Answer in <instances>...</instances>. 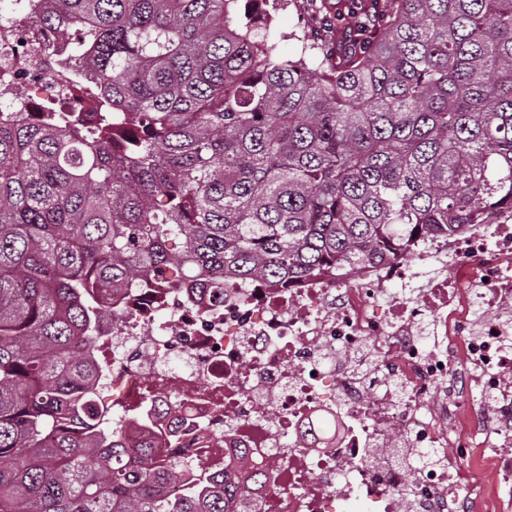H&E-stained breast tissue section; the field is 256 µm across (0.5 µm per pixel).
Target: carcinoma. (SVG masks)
<instances>
[{"instance_id": "1", "label": "carcinoma", "mask_w": 512, "mask_h": 512, "mask_svg": "<svg viewBox=\"0 0 512 512\" xmlns=\"http://www.w3.org/2000/svg\"><path fill=\"white\" fill-rule=\"evenodd\" d=\"M248 2L35 16L101 117L0 115V512H228L212 473L130 456L93 394L130 272L354 275L512 211V0H360L291 59Z\"/></svg>"}]
</instances>
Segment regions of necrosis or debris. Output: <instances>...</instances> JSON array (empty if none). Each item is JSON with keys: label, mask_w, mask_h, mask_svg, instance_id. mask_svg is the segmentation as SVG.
I'll list each match as a JSON object with an SVG mask.
<instances>
[{"label": "necrosis or debris", "mask_w": 512, "mask_h": 512, "mask_svg": "<svg viewBox=\"0 0 512 512\" xmlns=\"http://www.w3.org/2000/svg\"><path fill=\"white\" fill-rule=\"evenodd\" d=\"M41 27L0 14V112L81 109ZM418 264L283 286L132 273L95 333L131 452L222 474L231 512H512V214L424 238ZM435 268L417 285L419 267ZM436 453L413 470L391 449ZM257 472L254 480L240 478Z\"/></svg>", "instance_id": "obj_1"}]
</instances>
